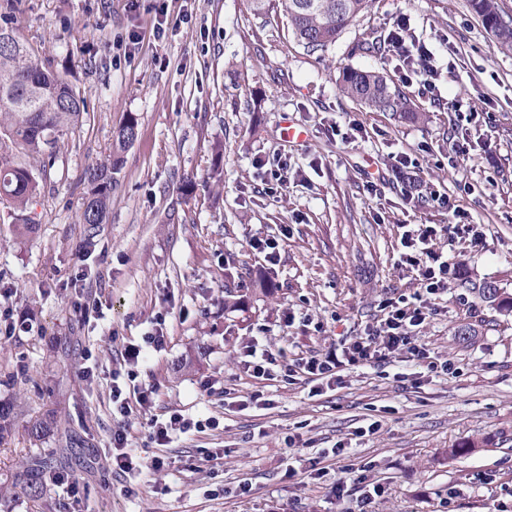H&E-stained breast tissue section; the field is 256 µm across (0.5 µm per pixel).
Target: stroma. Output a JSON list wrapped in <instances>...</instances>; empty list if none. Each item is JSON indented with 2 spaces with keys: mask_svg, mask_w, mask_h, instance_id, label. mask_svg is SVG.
Returning <instances> with one entry per match:
<instances>
[{
  "mask_svg": "<svg viewBox=\"0 0 512 512\" xmlns=\"http://www.w3.org/2000/svg\"><path fill=\"white\" fill-rule=\"evenodd\" d=\"M166 5L158 40L154 0H0L37 57L87 101L32 206L35 233L21 239L0 222V289L20 324L0 343V408L14 421L0 442V512H68L59 474L88 488V512H512V312L479 293L512 296V51L468 0H372L315 53L274 5L262 15L249 0ZM401 16L408 38L435 51L439 98L420 96L419 75L386 51L356 49ZM347 68L382 73L415 119L344 95ZM131 117L137 135L107 220L84 250V170L108 157ZM290 124L303 142L285 138ZM353 124L362 138L343 140ZM461 135L470 149L459 155ZM398 153L415 160L414 177L393 171ZM279 158L288 186L275 192L257 162ZM444 197L485 238L479 251L444 233L435 241L462 275L420 336L450 372L414 387L417 365L397 354L312 395L289 367L363 335L387 296L417 295L401 237L412 224L453 223ZM257 237L277 241L276 263L251 247ZM228 288L244 308L225 310ZM80 294L99 301L96 320L72 312ZM156 331L167 347L148 353L137 379L154 404L133 413L128 439L144 461L162 454L168 465L145 471L129 498L123 476L104 474L112 373L128 345ZM254 338L283 352L271 379L237 363ZM88 351L99 362L90 381ZM254 394L265 405L239 409ZM175 410L218 426L155 448L148 417ZM372 420L377 432L361 435ZM38 421L50 427L36 437ZM339 444L351 457L323 460L321 477H286L289 457ZM241 483L250 495H237ZM372 483L384 493L362 505Z\"/></svg>",
  "mask_w": 512,
  "mask_h": 512,
  "instance_id": "1",
  "label": "stroma"
}]
</instances>
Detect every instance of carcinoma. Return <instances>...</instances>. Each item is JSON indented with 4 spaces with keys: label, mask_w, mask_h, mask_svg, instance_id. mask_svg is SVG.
Instances as JSON below:
<instances>
[{
    "label": "carcinoma",
    "mask_w": 512,
    "mask_h": 512,
    "mask_svg": "<svg viewBox=\"0 0 512 512\" xmlns=\"http://www.w3.org/2000/svg\"><path fill=\"white\" fill-rule=\"evenodd\" d=\"M297 39L308 51H322L368 11L370 0H278ZM471 9L497 38L512 49V19L500 14L497 0H469ZM341 89L347 96L379 112H411L407 98L376 72L348 69ZM86 100L67 79L37 59L28 41L17 35L9 19L0 18V206L24 233L35 229L31 206L45 188L60 142L76 127ZM137 120L115 133L108 158L84 173L81 222L105 223L115 185L120 153L136 137Z\"/></svg>",
    "instance_id": "carcinoma-1"
}]
</instances>
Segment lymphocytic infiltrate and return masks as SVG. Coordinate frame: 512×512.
<instances>
[{"label":"lymphocytic infiltrate","instance_id":"1","mask_svg":"<svg viewBox=\"0 0 512 512\" xmlns=\"http://www.w3.org/2000/svg\"><path fill=\"white\" fill-rule=\"evenodd\" d=\"M407 23L408 20L404 17L396 21L386 39L388 50L409 71L423 76V92L435 93L436 56L424 44L406 43L403 33ZM437 234L434 226L420 224L407 230L401 239V260L416 271L420 287L426 294L419 305H412L402 299H386L383 304V318L378 325L369 328L365 335L345 339L340 351L324 356L300 358L297 367L308 382L313 383L315 391L340 385L345 370L375 364L402 351L408 353L419 365L432 368L429 351L425 344L419 343L416 331L434 313L432 297L447 291L460 275L456 263L433 250L432 242ZM165 346L164 335L157 333L145 337L143 345L128 347L125 352L127 380L135 384L145 349L161 351ZM153 394L152 388L139 387L136 384L133 392L129 394L124 393L120 386L112 388V415L116 424L112 429L108 470L126 477L124 492L129 497L138 496V479L144 469L159 471L164 467L163 459L156 457L151 462H143L128 446V419L134 409H149L153 404Z\"/></svg>","mask_w":512,"mask_h":512}]
</instances>
